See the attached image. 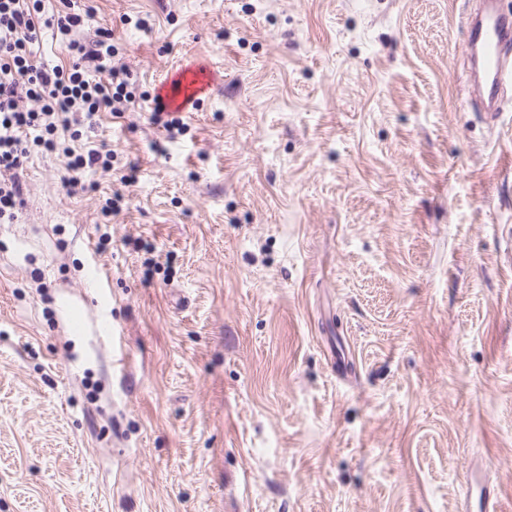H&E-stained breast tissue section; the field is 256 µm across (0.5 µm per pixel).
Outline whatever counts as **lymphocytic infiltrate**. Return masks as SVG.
<instances>
[{"instance_id":"1","label":"lymphocytic infiltrate","mask_w":512,"mask_h":512,"mask_svg":"<svg viewBox=\"0 0 512 512\" xmlns=\"http://www.w3.org/2000/svg\"><path fill=\"white\" fill-rule=\"evenodd\" d=\"M88 16L76 0H65L63 10L47 19L40 0H0V216L14 215L25 203L23 165L30 145L56 150L51 132L69 131L79 118L94 123L97 113L116 109L128 75L112 64L111 33L81 37ZM46 26L61 35L71 67L37 62L35 48ZM66 158L63 185L71 191L86 172L112 167V152L104 146Z\"/></svg>"}]
</instances>
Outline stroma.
I'll return each instance as SVG.
<instances>
[{
    "instance_id": "obj_1",
    "label": "stroma",
    "mask_w": 512,
    "mask_h": 512,
    "mask_svg": "<svg viewBox=\"0 0 512 512\" xmlns=\"http://www.w3.org/2000/svg\"><path fill=\"white\" fill-rule=\"evenodd\" d=\"M80 3L136 84L0 220V512H456L475 462L512 512V89L460 104L469 0ZM101 278L109 344L64 308ZM214 88L210 66L179 63L157 85L155 96L167 112H188ZM67 158V176L63 179V186L69 191H76L78 186L84 188L83 176L86 172L101 168L104 171L112 168V150L107 145L90 148L86 153H73L69 149L64 151Z\"/></svg>"
}]
</instances>
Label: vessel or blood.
<instances>
[{"instance_id":"vessel-or-blood-1","label":"vessel or blood","mask_w":512,"mask_h":512,"mask_svg":"<svg viewBox=\"0 0 512 512\" xmlns=\"http://www.w3.org/2000/svg\"><path fill=\"white\" fill-rule=\"evenodd\" d=\"M469 45L483 70L481 96L488 102L490 119L499 117V105L506 87L512 85V16L502 13L495 0H480L470 23ZM214 88L210 66L179 63L171 67L158 84L155 95L169 112H185ZM80 332H91L108 341L113 334L107 309H100L94 324L78 323ZM497 490L480 472H473L460 503L462 512H495Z\"/></svg>"}]
</instances>
